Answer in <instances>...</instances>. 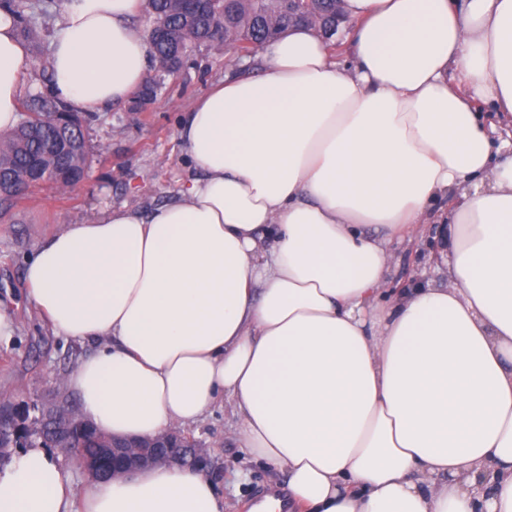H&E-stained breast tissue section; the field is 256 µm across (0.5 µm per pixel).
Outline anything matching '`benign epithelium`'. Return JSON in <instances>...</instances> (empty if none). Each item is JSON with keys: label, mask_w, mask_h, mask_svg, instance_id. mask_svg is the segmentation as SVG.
Masks as SVG:
<instances>
[{"label": "benign epithelium", "mask_w": 512, "mask_h": 512, "mask_svg": "<svg viewBox=\"0 0 512 512\" xmlns=\"http://www.w3.org/2000/svg\"><path fill=\"white\" fill-rule=\"evenodd\" d=\"M69 169L61 166L52 175L62 179ZM50 173L40 161L28 168L27 181L35 184ZM28 415L15 407L0 409V436L10 440L12 447L20 445L40 448H59L76 460L91 478H117L160 465L201 469L207 463L204 445L173 429L152 438H102V450L88 456L78 443L79 434L89 423L73 416L62 417L61 410L50 405L42 409L37 425L27 423Z\"/></svg>", "instance_id": "7a95c632"}]
</instances>
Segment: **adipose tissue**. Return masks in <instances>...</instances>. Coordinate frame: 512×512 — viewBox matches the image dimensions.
<instances>
[{
    "label": "adipose tissue",
    "instance_id": "1",
    "mask_svg": "<svg viewBox=\"0 0 512 512\" xmlns=\"http://www.w3.org/2000/svg\"><path fill=\"white\" fill-rule=\"evenodd\" d=\"M142 7L64 0L50 95L80 112L126 101L148 73ZM344 12L350 63L305 25L267 43L253 75L226 74L187 112L198 177L41 239L28 301L53 335L93 345L65 384L105 435L226 405L233 440L287 473L300 512H512V138L499 135L512 0ZM26 67L0 9L1 134ZM436 222L451 286L393 289L390 243ZM0 512H224V499L176 466L79 497L32 447L0 469Z\"/></svg>",
    "mask_w": 512,
    "mask_h": 512
}]
</instances>
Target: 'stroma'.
<instances>
[{
    "instance_id": "1",
    "label": "stroma",
    "mask_w": 512,
    "mask_h": 512,
    "mask_svg": "<svg viewBox=\"0 0 512 512\" xmlns=\"http://www.w3.org/2000/svg\"><path fill=\"white\" fill-rule=\"evenodd\" d=\"M40 38L28 43L27 71L22 95L47 92L50 44L57 21L46 17ZM188 60L164 76L143 112L129 104L96 111L83 132L89 153L82 182L63 194L38 189L20 198L0 220V308L9 310L17 331L9 345L0 344V399L26 407L37 418L42 407L76 408L77 400L62 383L91 348L52 335L26 298L25 266L39 240L61 224H86L115 206L149 208L170 194L193 173L182 156L178 125L184 112L225 72L252 73L253 57L218 53L207 44L187 49ZM433 231L412 241L393 242L391 277L408 288L426 281L447 287V268L433 258ZM235 419L217 407L205 420L188 426V433L207 447L208 472L224 498V512H251L269 489L287 492L288 477L273 475L244 454L229 437Z\"/></svg>"
}]
</instances>
